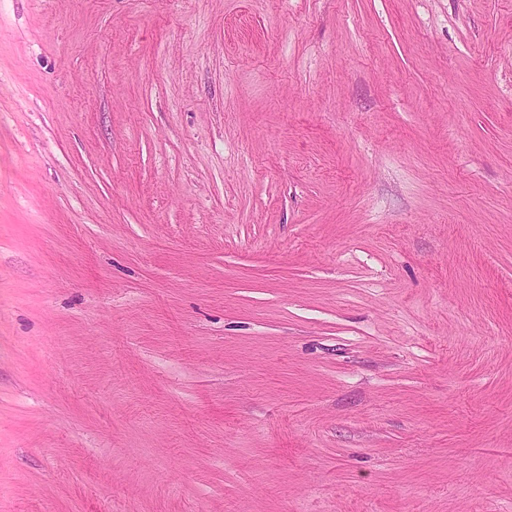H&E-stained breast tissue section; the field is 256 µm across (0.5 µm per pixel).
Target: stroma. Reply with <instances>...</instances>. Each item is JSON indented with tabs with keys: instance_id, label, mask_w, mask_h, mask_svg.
<instances>
[{
	"instance_id": "1",
	"label": "stroma",
	"mask_w": 512,
	"mask_h": 512,
	"mask_svg": "<svg viewBox=\"0 0 512 512\" xmlns=\"http://www.w3.org/2000/svg\"><path fill=\"white\" fill-rule=\"evenodd\" d=\"M0 512H512V0H0Z\"/></svg>"
}]
</instances>
